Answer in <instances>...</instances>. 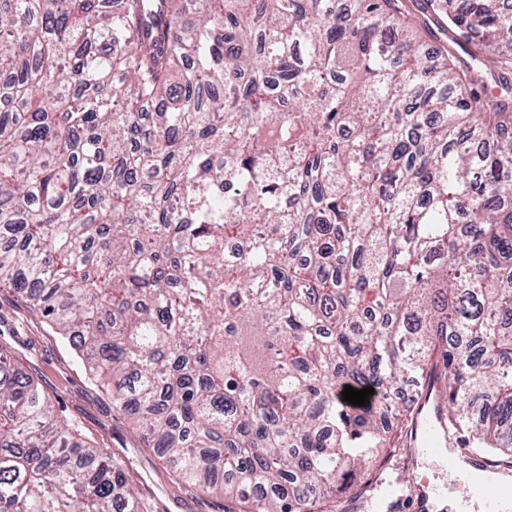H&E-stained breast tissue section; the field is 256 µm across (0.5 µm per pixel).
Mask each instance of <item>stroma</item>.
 Segmentation results:
<instances>
[{
	"label": "stroma",
	"mask_w": 512,
	"mask_h": 512,
	"mask_svg": "<svg viewBox=\"0 0 512 512\" xmlns=\"http://www.w3.org/2000/svg\"><path fill=\"white\" fill-rule=\"evenodd\" d=\"M0 349L10 353L18 374L32 376L57 410L74 421L83 440L127 459L130 477L150 512H243L199 491L174 483L168 471L146 449L129 422L112 409V401L93 383L86 362L60 337L49 322L32 313L25 298L0 288ZM401 495L400 512H431L430 493H450L469 501L467 484L438 458L409 453L396 457L375 480L347 494L362 503L383 489Z\"/></svg>",
	"instance_id": "1"
}]
</instances>
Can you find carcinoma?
<instances>
[{
  "mask_svg": "<svg viewBox=\"0 0 512 512\" xmlns=\"http://www.w3.org/2000/svg\"><path fill=\"white\" fill-rule=\"evenodd\" d=\"M429 4L464 66L397 0H0V285L181 484L342 512L436 385L512 454V8ZM10 365L0 512H148Z\"/></svg>",
  "mask_w": 512,
  "mask_h": 512,
  "instance_id": "cac0c4a2",
  "label": "carcinoma"
}]
</instances>
